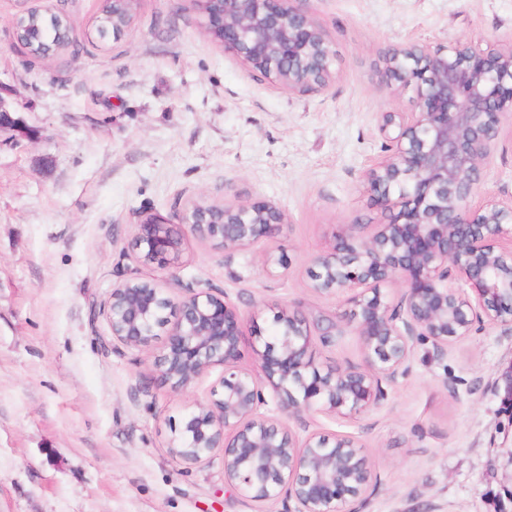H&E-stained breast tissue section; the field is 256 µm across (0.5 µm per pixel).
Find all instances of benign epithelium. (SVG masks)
<instances>
[{"instance_id":"obj_1","label":"benign epithelium","mask_w":512,"mask_h":512,"mask_svg":"<svg viewBox=\"0 0 512 512\" xmlns=\"http://www.w3.org/2000/svg\"><path fill=\"white\" fill-rule=\"evenodd\" d=\"M136 2L112 0L113 37L129 27L119 20ZM182 2L205 15L206 32L250 75L290 93L320 92L335 80L334 46L310 0ZM383 73L386 88L413 93L412 111L381 113L389 154L365 172L385 221L364 237H340L312 272L314 292L346 295L363 365L321 372L312 350L319 324L294 311L277 316L279 330L256 351L253 371L238 366L239 311L209 291L188 287L175 301L156 282L142 288L123 280L107 301L112 339L158 349L159 377L173 391L224 368L221 390L185 417L172 455L193 466L222 453L228 484L258 504L281 501L285 512H359L373 478L354 439L310 435L300 443L261 413L265 390L286 399L281 408L290 416L314 408L360 414L406 374L416 342L427 339L443 353L476 323L512 332V197L476 193L498 145L500 117L512 115V44H402L384 56ZM179 223L234 251L276 236L285 215L265 201L216 212L195 204ZM134 245L143 263L171 264L182 238L168 219L148 213ZM455 277L468 291L448 287ZM395 280L406 288L391 300L378 284Z\"/></svg>"}]
</instances>
